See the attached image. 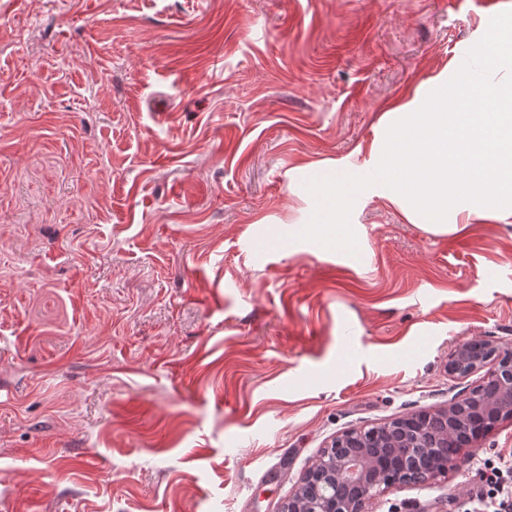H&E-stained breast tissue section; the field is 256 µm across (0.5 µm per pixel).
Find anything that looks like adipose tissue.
I'll return each instance as SVG.
<instances>
[{
  "mask_svg": "<svg viewBox=\"0 0 512 512\" xmlns=\"http://www.w3.org/2000/svg\"><path fill=\"white\" fill-rule=\"evenodd\" d=\"M499 72L476 87L456 62L382 112L361 163L307 162L287 176L303 192L301 218L275 221L289 251L354 249L361 207L376 200L427 233L449 237L478 221L512 223V20L481 19L469 43ZM473 105L461 111L463 97Z\"/></svg>",
  "mask_w": 512,
  "mask_h": 512,
  "instance_id": "obj_1",
  "label": "adipose tissue"
}]
</instances>
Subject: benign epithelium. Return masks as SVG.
Wrapping results in <instances>:
<instances>
[{"instance_id": "benign-epithelium-1", "label": "benign epithelium", "mask_w": 512, "mask_h": 512, "mask_svg": "<svg viewBox=\"0 0 512 512\" xmlns=\"http://www.w3.org/2000/svg\"><path fill=\"white\" fill-rule=\"evenodd\" d=\"M485 371L481 382L469 393L448 402L440 409L444 414L439 437L448 438L452 429L448 424L467 413L473 405L474 421L479 424L475 434L457 443L456 455L471 460L479 453L477 445L480 424L494 428L503 420L512 419L501 402H512V348L489 339H472L457 345L448 357V377L465 379ZM424 410L400 417L412 427L401 438L400 446L416 452H392L384 457L370 453L373 443L369 439L389 432L387 424L352 428L336 435L331 444L322 449L317 458L300 476L297 485L282 506L281 512H371L370 504L392 486L426 488L456 466L454 458L426 467L422 449L430 447L418 426L426 418L438 413Z\"/></svg>"}]
</instances>
